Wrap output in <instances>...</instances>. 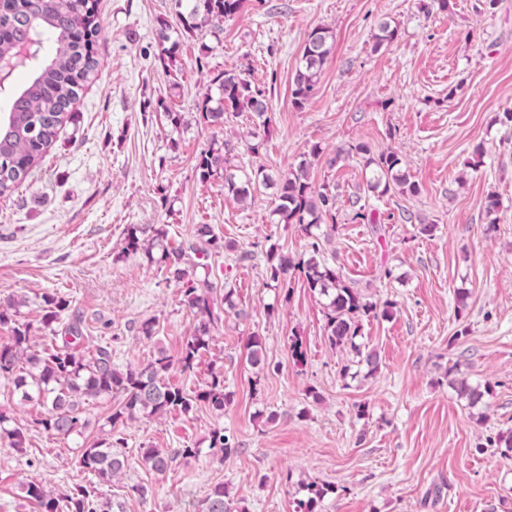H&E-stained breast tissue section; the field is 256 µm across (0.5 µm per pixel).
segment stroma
Returning <instances> with one entry per match:
<instances>
[{"label":"stroma","instance_id":"obj_1","mask_svg":"<svg viewBox=\"0 0 512 512\" xmlns=\"http://www.w3.org/2000/svg\"><path fill=\"white\" fill-rule=\"evenodd\" d=\"M97 12L96 77L40 169L0 196V304L19 302L20 321L35 324L39 295L64 296L82 316V349L111 347L121 369L162 350L177 356L193 316L163 264L123 252L124 238L129 225L163 224L172 243L188 245L208 224L236 245L209 270L246 312L215 326L194 372L169 375L195 391L222 366L231 394L223 412L200 405L127 422L129 467L100 494L124 512H197L220 484L240 512H294L301 486L316 481L335 488L318 512H512V462L490 445L512 429V126L500 121L512 112V0H449L444 11L436 0H245L213 35L184 32L175 0H98ZM383 21L399 38L378 48ZM163 24L176 43L167 73L157 62ZM318 26L334 46L317 94L298 109L291 80ZM231 68L266 90L271 123L255 154L239 138L253 114L221 128L195 118L210 77ZM169 110L182 114L179 130ZM215 140L234 164L279 178L321 146L312 181L335 186L338 224L324 255L365 294L396 303L392 317L362 321L380 356L375 376L342 377L347 356L330 346L322 305L301 281L286 297L268 287V247L298 258L311 239L299 225L272 223L274 189L240 201L223 177L200 180L198 156ZM358 143L397 151L419 194L377 196L360 156L334 162L339 147ZM422 224L433 232L418 233ZM149 319L147 340L138 327ZM254 334L270 362L261 373L245 349ZM294 336L301 365L289 351ZM455 364L492 385L483 405L457 396L446 376ZM41 411L0 378V413L27 429L25 452L0 441V512H35L27 481L62 490L91 480L76 463L80 440L40 429ZM216 428L232 436L231 455L210 451ZM143 447L174 454L169 470L142 466ZM181 448L200 455L180 457Z\"/></svg>","mask_w":512,"mask_h":512}]
</instances>
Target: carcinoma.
<instances>
[{
  "instance_id": "obj_1",
  "label": "carcinoma",
  "mask_w": 512,
  "mask_h": 512,
  "mask_svg": "<svg viewBox=\"0 0 512 512\" xmlns=\"http://www.w3.org/2000/svg\"><path fill=\"white\" fill-rule=\"evenodd\" d=\"M97 0H0V59L12 57L19 46L29 45L32 59L30 76L24 86L9 94L7 110L0 113V188L13 190L38 167L56 141L62 125L71 117L69 109L79 92L92 79L98 62L90 52L89 41L96 40L99 21ZM244 0H176L183 29L194 32H217L220 23L238 14ZM398 28L384 21L375 34L376 47L390 45L398 39ZM332 33L324 27L313 29L303 47L301 62L292 80V103L300 109L317 93L322 67L330 55ZM196 120L209 127H221L228 117L250 112L259 123L247 131L252 153L262 144L261 129L269 122L265 91L241 77L234 69L214 75L206 91L195 103ZM320 149L314 147L310 157H302L288 177L275 184L272 215L277 224H297L312 237V253L294 260L270 246L266 252L269 286L288 290L293 274H299L311 292L324 300L325 333L337 350L353 356L354 365L365 370V377L380 369L376 350L359 342L365 318H388L396 302L372 299L344 277L342 272L320 258L321 240L336 232V194L330 185L318 187L310 181L311 158ZM358 155L363 160L367 188L384 196L390 192L415 196L419 184L409 180L401 170L402 159L394 150L371 153L359 143L340 148L334 160ZM225 144L210 143L200 154L196 168L203 181L224 174V192L245 199L251 190L271 181L265 169L251 172L231 164ZM197 241L184 247L172 246L167 231L157 224H132L124 239L123 251L145 254L150 260L164 263L172 279L181 286L182 302L196 317L177 358L159 352L154 360L137 368L120 370L112 363V349L99 347L92 354L77 350L83 339L81 316L71 310L70 300L56 294L41 295L43 316L39 330L45 337L38 342L29 322L16 319L19 303L0 308V325H11L9 341L0 344V378L13 381L24 401L35 402L45 412L35 424L45 432L67 439L82 436L88 422L82 418L85 401L100 397H121L119 406L108 417L110 430L90 444L80 445L77 464L97 479V483L76 484L54 491L40 482L24 485L25 497L36 505L37 512H123L122 506L99 495L98 485L118 482L127 468L121 448L125 438L119 427L137 417L187 414L204 403L217 412L224 411L230 397L225 392L224 370L214 368L202 390L188 393L167 380L173 370L185 374L194 370L198 359L209 351L212 328L223 319L242 318L237 308L235 289L219 282L211 273L196 274V268L212 254L235 250V244L216 235L207 224L197 229ZM250 363L263 370L267 365L262 337L252 335L246 341ZM451 385L459 398L471 407L491 394V385H473L454 364L448 368ZM0 438L21 451L25 441L23 427L0 414ZM209 448L225 455L232 453L230 436L217 428L210 436ZM141 463L156 473L166 472L172 458L158 448H143ZM332 486L311 483L307 498L297 502L295 512H317L319 503ZM198 512H232L226 501L224 486L215 487L202 501Z\"/></svg>"
}]
</instances>
